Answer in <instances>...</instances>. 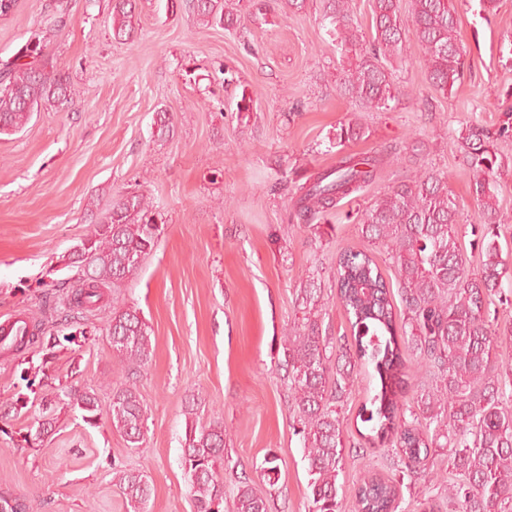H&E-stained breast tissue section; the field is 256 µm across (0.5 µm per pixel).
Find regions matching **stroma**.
<instances>
[{
	"label": "stroma",
	"instance_id": "1",
	"mask_svg": "<svg viewBox=\"0 0 512 512\" xmlns=\"http://www.w3.org/2000/svg\"><path fill=\"white\" fill-rule=\"evenodd\" d=\"M457 42L467 64L451 96L429 84L414 25L395 75L407 97L388 112H363L339 90L348 60L321 17L320 0L282 14L278 0H229L241 12L234 29L207 28L183 0H137L134 41L112 36V0H18L0 17V64L39 37L43 63L69 77L72 103L42 109L0 136V323L43 316L46 298L64 296L76 272L62 257L113 197L151 195L166 217L154 249L131 279L105 289L103 325L113 301L137 309L150 326L152 357L137 372L121 368L105 334L54 350L59 376L99 388L136 383L147 406L140 447L104 423L94 428L62 416L40 451L17 449L0 435V491L25 498L34 512H130L113 468L144 472L153 488L149 512H195L182 466L187 425L224 424V504L247 476L270 512H308L310 475L297 434L284 347L301 313L299 288L315 279L323 295L321 329L331 347L350 343L336 298L337 255L369 249L388 283L397 269L385 248L369 246L359 217L414 168L446 174L460 202L459 241L470 267L481 261L482 229L472 173L453 141L462 129H497L512 107V0L485 10L482 0H454ZM251 109H236L241 97ZM174 132L158 138L157 113ZM356 120L365 136L349 155L390 157L375 180L327 215L291 219L296 187L336 163L329 139ZM0 349V404L25 392L22 359ZM376 378L357 372L336 408L347 439L337 484L342 512H355L365 472L401 491L399 512L424 499L448 506L458 480L448 451L427 469L407 467L389 442H367L365 410ZM195 411L186 414V400ZM276 456L274 480L265 460Z\"/></svg>",
	"mask_w": 512,
	"mask_h": 512
}]
</instances>
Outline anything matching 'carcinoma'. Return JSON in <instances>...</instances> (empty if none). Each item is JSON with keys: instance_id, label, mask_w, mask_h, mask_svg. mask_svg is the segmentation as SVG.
<instances>
[{"instance_id": "1", "label": "carcinoma", "mask_w": 512, "mask_h": 512, "mask_svg": "<svg viewBox=\"0 0 512 512\" xmlns=\"http://www.w3.org/2000/svg\"><path fill=\"white\" fill-rule=\"evenodd\" d=\"M321 2L337 48L358 56L343 78L344 94L367 111L392 110L404 94L393 65L403 55V0H372V44L367 53L350 0ZM187 6L207 27L228 29L241 21L240 14L224 9V0H187ZM409 13L424 51L429 84L443 95L453 93L465 69L453 0H409ZM135 31L134 0H112L114 38L126 41ZM41 55L40 40H30L20 57L31 61L18 60L0 73V136L22 130L33 113L74 99L67 77L36 64ZM511 131L508 120L494 133L473 126L454 142L473 173L471 192L483 224L484 260L478 270L470 269L461 248L459 203L448 190L447 178L420 169L389 186L360 219L363 238L384 246L396 264L403 315H398L390 286L370 254L341 252L336 259V296L348 315L352 343L339 347L333 359L319 323L321 289L311 280L299 290L296 301L303 318L291 328L284 355L309 464V512H341L337 478L346 439L336 402L351 386L358 363L373 366L379 380L371 397L373 409L365 418L372 423L370 441H393L411 467L426 465L433 448L448 449V467L461 476L448 488L449 512H512V392H507L512 369L499 363V350L512 345V324L495 328L487 312L503 280L512 278V264L503 258L498 242L501 218L489 180L501 167L494 142ZM363 136L362 124L350 121L336 128L331 145L339 148ZM381 163L376 156L339 157L335 167L299 185L297 217L307 219L333 208L369 183ZM164 224L163 214L142 194L112 200L103 220L67 256L66 267L86 264L92 275L78 276L70 304L91 311L103 288L135 275ZM97 331L109 337L113 354L127 366L141 368L151 360V329L137 310L116 306L102 327H77L64 340L86 342ZM58 343L52 335L44 339L43 329L35 326L13 337L11 348L19 353L36 345L52 350ZM407 351L437 369L435 385L410 404L400 397L407 384ZM56 378L45 359L21 370L32 396L18 395L13 409L18 415L35 414V421L19 448L39 450L66 413L90 426L105 418L128 447H139L147 408L135 384L113 388L104 407L95 388ZM224 447V425L219 421L186 431L183 466L196 512H224ZM113 479L135 512H148L152 487L146 475L118 470ZM356 506L357 512H397L399 489L369 471L357 488ZM233 512H268L267 499L249 480H240Z\"/></svg>"}]
</instances>
